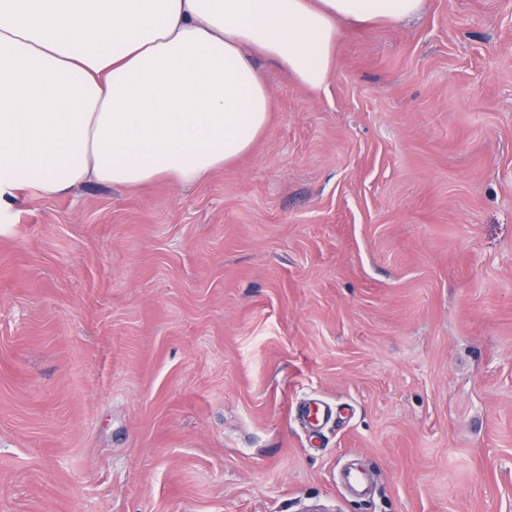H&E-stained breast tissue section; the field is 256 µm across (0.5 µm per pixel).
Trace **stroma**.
I'll use <instances>...</instances> for the list:
<instances>
[{
	"label": "stroma",
	"mask_w": 512,
	"mask_h": 512,
	"mask_svg": "<svg viewBox=\"0 0 512 512\" xmlns=\"http://www.w3.org/2000/svg\"><path fill=\"white\" fill-rule=\"evenodd\" d=\"M264 71L198 183L0 220V512H512V0Z\"/></svg>",
	"instance_id": "stroma-1"
}]
</instances>
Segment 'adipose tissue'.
<instances>
[{
    "label": "adipose tissue",
    "mask_w": 512,
    "mask_h": 512,
    "mask_svg": "<svg viewBox=\"0 0 512 512\" xmlns=\"http://www.w3.org/2000/svg\"><path fill=\"white\" fill-rule=\"evenodd\" d=\"M424 0H0V214L96 181L197 182L266 130L258 66L326 87L340 24Z\"/></svg>",
    "instance_id": "ef3b65f1"
}]
</instances>
